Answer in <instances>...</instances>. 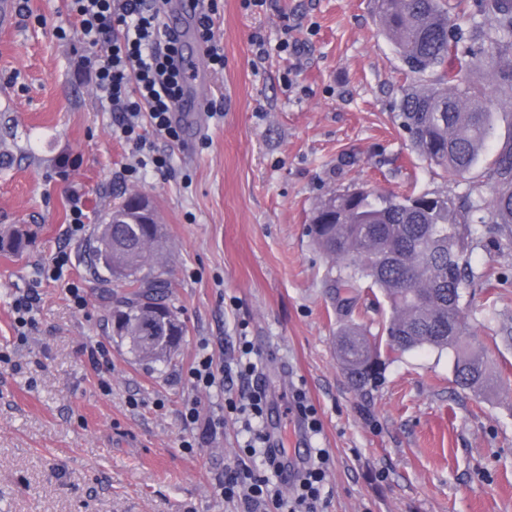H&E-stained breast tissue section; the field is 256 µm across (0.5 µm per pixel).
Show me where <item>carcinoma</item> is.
Listing matches in <instances>:
<instances>
[{
  "instance_id": "1",
  "label": "carcinoma",
  "mask_w": 512,
  "mask_h": 512,
  "mask_svg": "<svg viewBox=\"0 0 512 512\" xmlns=\"http://www.w3.org/2000/svg\"><path fill=\"white\" fill-rule=\"evenodd\" d=\"M382 31L416 84L401 101L402 126L412 149L430 166L465 177L477 165L493 129L494 102L512 101V0H480L486 27L476 38L499 60L494 95L474 80L462 81L451 45L455 6L449 0H374ZM490 179L493 195L472 210L480 222L512 224V139L498 151ZM91 241L89 258L101 280L125 289L113 311V333L136 356L165 362L185 336V326L166 302L162 278L166 237L157 214L128 196L112 207L109 221ZM313 240L328 259L326 274L336 311L352 315L358 288L367 281L389 309L377 333L346 322L336 337V357L352 387L368 392L383 376V354L419 348L451 350L455 383L482 393L497 385L489 361L469 348L460 306L466 254L472 236L470 212L441 197L376 195L359 189L333 193L314 209Z\"/></svg>"
}]
</instances>
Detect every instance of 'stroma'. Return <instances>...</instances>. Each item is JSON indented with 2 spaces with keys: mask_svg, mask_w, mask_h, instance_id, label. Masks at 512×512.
Returning <instances> with one entry per match:
<instances>
[{
  "mask_svg": "<svg viewBox=\"0 0 512 512\" xmlns=\"http://www.w3.org/2000/svg\"><path fill=\"white\" fill-rule=\"evenodd\" d=\"M214 22L224 70L209 74L200 111L177 113L180 144L157 140L169 168L136 180L70 0H18L0 30V231L26 235L23 252L0 251V512H235L215 486L242 458L236 425L190 453L181 411L223 400L184 380L200 342L222 359L243 336L281 447L297 446L294 387L318 411L308 445L331 457L324 512H512V227L475 225L467 255L469 345L501 380L480 395L455 385L452 352L432 349L390 355L378 387L356 392L308 233L320 200L362 185L488 201L512 107H495L493 136L459 178L410 147L398 118L410 81L374 0H217ZM134 191L165 227L168 299L186 327L166 363L113 336L118 291L88 263L94 230ZM75 204L88 219L71 236ZM57 255L69 264L53 281L42 267ZM30 288L40 299L21 341L12 306ZM98 343L108 364L91 359Z\"/></svg>",
  "mask_w": 512,
  "mask_h": 512,
  "instance_id": "stroma-1",
  "label": "stroma"
}]
</instances>
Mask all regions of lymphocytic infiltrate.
I'll return each instance as SVG.
<instances>
[{
    "mask_svg": "<svg viewBox=\"0 0 512 512\" xmlns=\"http://www.w3.org/2000/svg\"><path fill=\"white\" fill-rule=\"evenodd\" d=\"M171 0H73L85 44L93 47L92 66L96 88L116 116L115 137L132 146L136 163L129 174L152 167L164 169L169 158L154 153L145 128L171 140H178L179 125L174 117L185 90L187 73L182 46L160 23L161 13ZM252 348L240 339L236 356L218 359L207 346H200L185 372L194 389L223 386L233 379H246L257 365ZM267 396L258 386L225 398L215 412L202 415L197 401L187 402L183 426L191 434L183 441L191 450L198 439L223 428L225 419L238 423L243 438L242 451L260 457L257 468L236 465L227 468L216 491L224 500L237 503L241 512H322L320 487L327 476L330 455L326 449L314 451L312 463L303 469L293 491H284L274 481L281 475V452L268 446L262 419Z\"/></svg>",
    "mask_w": 512,
    "mask_h": 512,
    "instance_id": "f902f5d3",
    "label": "lymphocytic infiltrate"
}]
</instances>
